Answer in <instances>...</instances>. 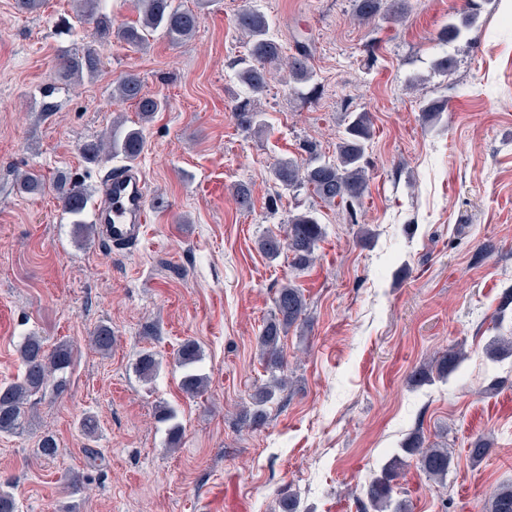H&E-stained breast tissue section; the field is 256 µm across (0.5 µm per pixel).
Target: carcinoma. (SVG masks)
Here are the masks:
<instances>
[{
  "instance_id": "cac0c4a2",
  "label": "carcinoma",
  "mask_w": 512,
  "mask_h": 512,
  "mask_svg": "<svg viewBox=\"0 0 512 512\" xmlns=\"http://www.w3.org/2000/svg\"><path fill=\"white\" fill-rule=\"evenodd\" d=\"M354 15L361 24L377 19L398 21L406 14L409 0H353ZM105 0H81V20L92 26L90 41L77 53L65 52L57 57L55 78L63 82H79L83 78L94 79L103 66L101 47L112 43L143 47L157 31L177 45L194 36L200 17L183 7L179 0H137L138 20L130 25L112 27L104 12ZM476 0H468V10L448 20L441 28L438 40L453 42L460 39L473 24L477 16ZM236 26L248 39L247 55L237 61L236 77L252 95L263 94L268 88L272 74L285 70L282 82L291 94L302 96L317 90L315 73L310 64L311 54L303 46L296 53L284 55L281 44L271 34L268 17L255 10H244L236 16ZM113 96L122 102H131L143 123L165 108V102L143 92L140 77L127 73L113 89ZM240 124L258 129L263 122L260 112L247 108V104L235 106ZM367 112H356L349 116L343 136L336 143L335 155L322 158L317 144L310 142L305 147L306 156L280 158L271 168L276 186L287 192L305 190L327 205H336L346 212L352 224L358 223V211L368 188L369 175L364 162L368 143L373 131ZM145 146L141 127H126L121 123L112 125V132L104 140L85 146L88 159L105 163L120 157L127 162L135 161ZM18 188L26 194H39L46 188L41 175L27 172L20 178ZM52 190L63 212L73 218L76 233L88 237L94 232L93 225L83 221L88 207L86 188L77 180L62 177L57 179ZM325 236L317 210L307 208L288 214L286 223L278 230H266L259 240L265 256L271 260L285 253L291 256V265L297 270L311 266L316 258L319 243ZM307 312V300L301 288L289 281L277 289L273 298L270 317L263 323L258 344L265 364L267 378L256 385L250 397V406L243 412V421L257 424L265 417V408L278 393L288 385L284 369V338L289 331L299 326ZM95 349L107 353L112 349V328L97 326L91 334ZM488 356L500 358L512 356V336L496 335L485 347ZM18 357L22 373L14 381L0 385V434H14L25 428L30 419L31 403L46 396H60L67 391L70 370L74 364L73 348L67 343H58L49 348L42 337L31 334L18 345ZM466 359L461 348L451 347L440 355L430 369L420 372L419 381L446 380ZM200 360V349L192 341L184 343L177 354L178 367L182 369V390L195 396L204 392L206 379L195 365ZM157 368L154 355L144 352L136 363L138 375L149 380ZM493 440L480 436L473 439L468 448L475 463L481 462L492 450ZM43 458H54L59 445L51 435L43 436L37 448ZM422 471L429 480L444 485L451 467V457L446 443H428L424 435L415 430L408 434L395 454L367 486L360 501L361 512H408L405 500L400 498L401 487L397 478L410 466ZM487 512H512V484L494 489L488 497Z\"/></svg>"
}]
</instances>
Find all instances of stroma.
I'll use <instances>...</instances> for the list:
<instances>
[{
	"instance_id": "35a3bbf8",
	"label": "stroma",
	"mask_w": 512,
	"mask_h": 512,
	"mask_svg": "<svg viewBox=\"0 0 512 512\" xmlns=\"http://www.w3.org/2000/svg\"><path fill=\"white\" fill-rule=\"evenodd\" d=\"M75 3L24 12L0 0V383L20 373L23 336L75 349L68 392L38 403L22 433L0 435V484L17 512L70 501L76 512H274L286 490L299 512H360L363 489L417 428L447 442L452 467L443 487L413 468L401 475L410 512H484L489 493L512 483V357L485 352L491 336L512 332V309L501 308L512 289V0H484L476 24L448 44L437 34L465 0H409L403 20L367 26L353 0H182L201 16L191 39L109 44L94 80L47 99L56 56L89 40ZM246 9L269 17L286 53L309 45L319 84L301 99L273 79L258 134L233 113L247 95L232 68L247 51L235 26ZM443 55L454 61L445 77L432 71ZM129 71L167 107L145 124L137 159L145 235L116 253L97 236L77 239L52 192L19 193L17 178L61 173L97 194L103 167L83 147L116 118L137 122L112 97ZM432 100L447 103L435 124L423 112ZM360 111L373 122L361 217L372 239L305 191L270 212L273 160L306 140L332 156L348 113ZM241 182L248 210L233 195ZM313 205L326 227L315 264L269 261L260 235ZM488 241L495 252L479 257ZM289 279L310 321L284 340L288 387L248 426L240 414L264 374L257 336ZM101 324L114 335L107 355L89 342ZM188 340L208 378L195 397L175 363ZM460 342L468 357L447 380L414 382ZM146 351L158 362L148 382L135 371ZM163 406L181 427L174 445ZM88 415L99 424L91 439L81 432ZM46 434L59 444L52 459L36 454ZM481 434L494 445L476 464L468 446ZM67 472L83 481L81 497L64 491Z\"/></svg>"
}]
</instances>
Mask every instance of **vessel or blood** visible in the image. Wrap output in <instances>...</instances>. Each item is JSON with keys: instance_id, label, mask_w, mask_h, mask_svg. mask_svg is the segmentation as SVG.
<instances>
[{"instance_id": "b4317fda", "label": "vessel or blood", "mask_w": 512, "mask_h": 512, "mask_svg": "<svg viewBox=\"0 0 512 512\" xmlns=\"http://www.w3.org/2000/svg\"><path fill=\"white\" fill-rule=\"evenodd\" d=\"M148 219L143 175L134 168L114 175L104 188L96 214L106 243L116 250L137 245L145 234Z\"/></svg>"}]
</instances>
